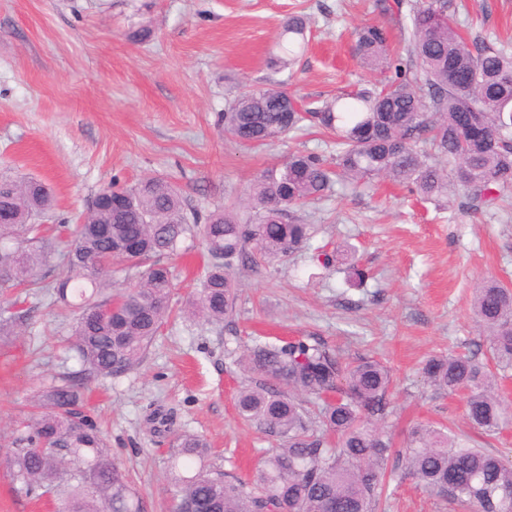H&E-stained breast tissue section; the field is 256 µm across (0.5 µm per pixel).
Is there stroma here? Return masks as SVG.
<instances>
[{"label":"stroma","mask_w":512,"mask_h":512,"mask_svg":"<svg viewBox=\"0 0 512 512\" xmlns=\"http://www.w3.org/2000/svg\"><path fill=\"white\" fill-rule=\"evenodd\" d=\"M394 0H0V172L34 177L52 190L42 217L79 223L103 187L153 175L179 183L201 213L243 196L264 169L298 150L330 154L312 129L259 149L225 138L224 110L247 89L287 85L304 102L381 81L353 57L354 31L386 26L399 64L409 62ZM472 39L512 48V0H456ZM309 18V43L292 67L272 66L282 22ZM313 227L288 260L237 274L232 319L205 325L170 317L143 364L120 378L91 380L84 409L104 430L112 456L138 490L143 512H169L172 438L147 419L170 412L173 430L203 436L208 462L249 480L273 440L244 423L236 395L249 377L233 362L254 339L317 336L346 359L372 357L393 377L395 444L419 422L462 436L472 428L464 394L428 385L433 355L491 353L472 310L488 278L512 285V205L469 207L462 192L422 200L379 178L355 190L338 183L299 213ZM349 245L347 261L321 266L315 248ZM200 243L172 260V304L201 287ZM362 283L352 284L353 269ZM30 309L19 335L0 342V438L10 436L41 383L78 371L62 344L73 318L48 292L20 288L0 310ZM381 512H463L423 492L410 476L391 482Z\"/></svg>","instance_id":"obj_1"}]
</instances>
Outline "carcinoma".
<instances>
[{"instance_id":"1","label":"carcinoma","mask_w":512,"mask_h":512,"mask_svg":"<svg viewBox=\"0 0 512 512\" xmlns=\"http://www.w3.org/2000/svg\"><path fill=\"white\" fill-rule=\"evenodd\" d=\"M408 13L412 70L393 65L386 27L364 24L354 32V53L369 70L396 75L377 85L302 109L288 88L240 94L224 112V136L264 145L304 121L336 135L331 159L297 151L261 172L239 203L206 214L187 213L176 184L151 176L131 187L108 186L75 226L62 252L67 273L54 283L43 272L60 241L39 217L53 197L39 180L0 175V289L53 290L55 302L76 313L73 348L81 369L43 384L32 411L3 447L1 460L18 489L38 498L62 497L63 512H142L141 501L103 432L81 405L90 380L116 378L138 368L170 313L173 273L168 259L188 239L200 238L210 264L201 290L182 309L197 321L222 323L235 309L241 268L280 262L302 249L311 226L297 212L324 197L337 180L355 187L375 178L403 184L424 199L467 191L478 210L512 191V52L460 31L452 0H395ZM307 21L282 23L280 54L286 67L303 47ZM469 69L471 85L448 82V63ZM474 118L488 132L462 138ZM131 273L129 286L112 291V267ZM475 318L496 364L512 368V289L491 278L475 289ZM27 321L17 310L0 316V339ZM259 380L241 387L242 420L279 441L248 483L202 466L209 446L200 435L175 436L171 467L178 476L173 512H377L392 451L386 420L389 369L369 357L350 361L325 342L298 336L280 344L253 341L235 359ZM425 381L445 393H466V417L485 433L512 423L496 377L467 354L433 356ZM315 401L326 437L315 432L305 404ZM404 473L425 491L456 501L469 512H512V460L450 437L430 424L415 426L399 453ZM457 485L446 491L448 472Z\"/></svg>"}]
</instances>
